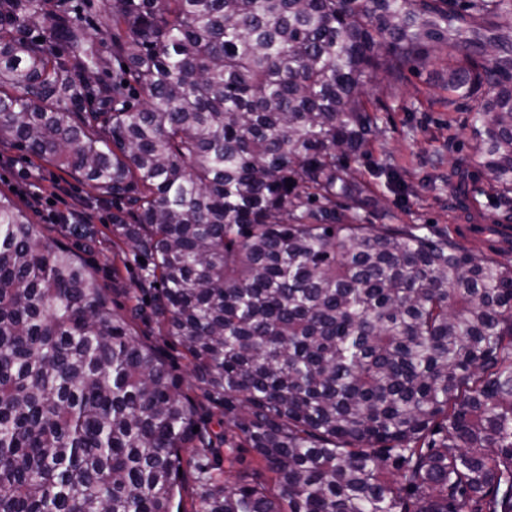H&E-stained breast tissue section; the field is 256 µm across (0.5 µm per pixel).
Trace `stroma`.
<instances>
[{"label":"stroma","mask_w":512,"mask_h":512,"mask_svg":"<svg viewBox=\"0 0 512 512\" xmlns=\"http://www.w3.org/2000/svg\"><path fill=\"white\" fill-rule=\"evenodd\" d=\"M448 70L447 52L430 63L405 69L394 83L368 87L369 101L383 100L382 135L368 152L351 158L350 164L379 202L378 211H365L367 224H432L450 229L457 224H489L499 218L500 206L485 192L487 178L471 149V102H449L442 89ZM392 157L399 168L400 183L390 187L379 175L378 163ZM40 187L42 209L33 219L46 224L50 238L67 245L91 267L108 288L112 308L125 312L128 297L139 294L156 306L155 292L140 285L135 263H128L120 277L112 275V202L96 198L88 185L61 172L53 164L25 159L0 144V191L11 193L27 205L29 185ZM80 212L88 229L85 238L72 236L68 226L47 224L48 211Z\"/></svg>","instance_id":"35a3bbf8"}]
</instances>
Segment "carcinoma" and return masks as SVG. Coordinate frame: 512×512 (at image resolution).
<instances>
[{
  "mask_svg": "<svg viewBox=\"0 0 512 512\" xmlns=\"http://www.w3.org/2000/svg\"><path fill=\"white\" fill-rule=\"evenodd\" d=\"M93 12L0 0V144L112 199L160 310L133 295L110 313L83 259L0 191V512H512V263L361 223L377 201L348 164L381 133L365 87L444 49L511 223L512 0ZM146 317L224 417L225 459L250 448L268 479L211 463Z\"/></svg>",
  "mask_w": 512,
  "mask_h": 512,
  "instance_id": "carcinoma-1",
  "label": "carcinoma"
}]
</instances>
